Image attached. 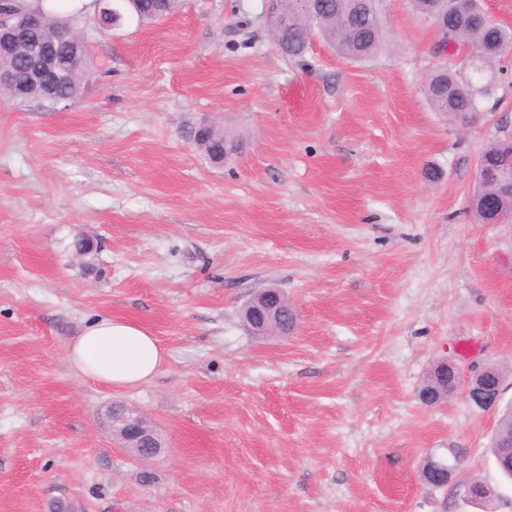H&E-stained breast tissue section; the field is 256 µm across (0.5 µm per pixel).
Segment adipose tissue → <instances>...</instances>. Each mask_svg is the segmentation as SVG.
<instances>
[{"label": "adipose tissue", "instance_id": "ef3b65f1", "mask_svg": "<svg viewBox=\"0 0 512 512\" xmlns=\"http://www.w3.org/2000/svg\"><path fill=\"white\" fill-rule=\"evenodd\" d=\"M70 365L82 376L115 389L147 382L168 359V351L145 326L100 316L66 344Z\"/></svg>", "mask_w": 512, "mask_h": 512}]
</instances>
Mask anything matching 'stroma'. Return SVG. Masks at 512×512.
<instances>
[{
    "instance_id": "obj_1",
    "label": "stroma",
    "mask_w": 512,
    "mask_h": 512,
    "mask_svg": "<svg viewBox=\"0 0 512 512\" xmlns=\"http://www.w3.org/2000/svg\"><path fill=\"white\" fill-rule=\"evenodd\" d=\"M387 50L360 64L275 45L264 0H179L149 24L81 18L97 79L69 106L0 101V512H480L499 487V411L421 401L438 359L512 366V215L467 200L512 137V68L470 120L435 111L412 0H381ZM239 150L216 165L196 132ZM92 252L77 257L74 238ZM297 327L256 336L268 286ZM110 315L169 352L145 384L77 375L65 343ZM124 402L166 446L140 460L100 428ZM468 455L455 481L421 462ZM288 298L279 288H262L256 298V292L246 301L242 311V317L251 333L257 336L288 335L280 332L279 326L283 322L286 310H288ZM290 307V305H289ZM292 318L289 323L291 329L296 323V314L290 307ZM440 459L436 455H430L422 465L424 480L437 487L447 486L457 472V464L449 460L442 462Z\"/></svg>"
}]
</instances>
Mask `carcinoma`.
I'll return each mask as SVG.
<instances>
[{
  "label": "carcinoma",
  "mask_w": 512,
  "mask_h": 512,
  "mask_svg": "<svg viewBox=\"0 0 512 512\" xmlns=\"http://www.w3.org/2000/svg\"><path fill=\"white\" fill-rule=\"evenodd\" d=\"M380 0H366L361 11L350 9L348 0H317V7L310 11L303 0H288V10L294 14V27L288 29L282 53L290 58L303 57L318 38L352 62L372 60L387 44L388 31L383 21ZM415 10L436 23L452 29L462 23L467 11H483L482 0H413ZM178 0H118L112 5L120 15L130 11L141 22H151L175 11ZM48 34L62 35L74 25L71 18H51L42 15ZM460 41L470 47L460 68L438 69L425 84V94L438 111L452 119L470 118L479 110L481 99L490 96L494 89L496 64L512 54V27L490 19L482 26L466 27ZM95 81L92 69L76 70L70 83L61 92L72 99L79 98ZM505 142L490 143L480 154L479 160L486 168L496 166L503 155ZM512 438L509 420L500 426L499 438L494 440L491 454L495 465L506 479L512 480L509 468L499 448V441Z\"/></svg>",
  "instance_id": "carcinoma-1"
}]
</instances>
